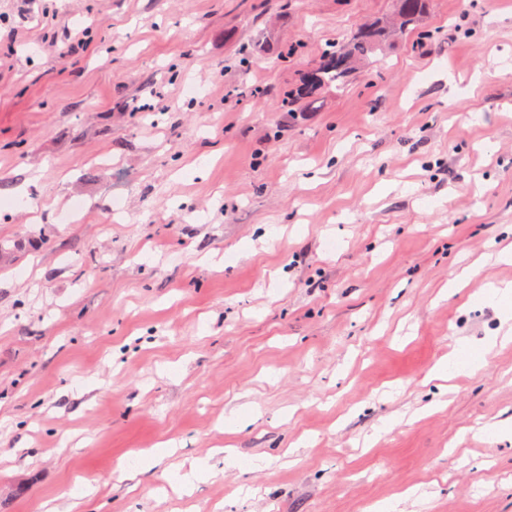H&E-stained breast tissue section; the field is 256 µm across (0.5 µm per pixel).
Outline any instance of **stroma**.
<instances>
[{
    "instance_id": "35a3bbf8",
    "label": "stroma",
    "mask_w": 512,
    "mask_h": 512,
    "mask_svg": "<svg viewBox=\"0 0 512 512\" xmlns=\"http://www.w3.org/2000/svg\"><path fill=\"white\" fill-rule=\"evenodd\" d=\"M392 5L0 0V512H512V0L280 105ZM465 349L463 344H460L458 351L452 356H448V365L446 363H440L435 372L434 377L442 380H449L462 374H470L474 371V368L469 364L460 360V352Z\"/></svg>"
}]
</instances>
